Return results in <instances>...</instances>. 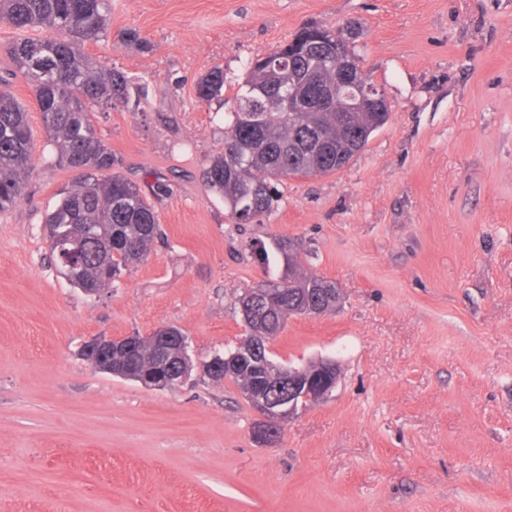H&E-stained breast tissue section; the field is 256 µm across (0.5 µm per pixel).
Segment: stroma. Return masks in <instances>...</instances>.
Returning <instances> with one entry per match:
<instances>
[{"mask_svg":"<svg viewBox=\"0 0 512 512\" xmlns=\"http://www.w3.org/2000/svg\"><path fill=\"white\" fill-rule=\"evenodd\" d=\"M350 20L387 123L345 168L284 180L261 223H233L200 178L233 93L199 102L198 78ZM109 28L85 53L144 93L97 133L164 239L96 297L56 271L43 222L78 174L48 164L13 78L34 153L0 212V512H512V0H112ZM279 239L341 299L290 317L272 359L340 375L272 442L231 380L151 390L80 356L173 325L210 359L265 279L250 243Z\"/></svg>","mask_w":512,"mask_h":512,"instance_id":"stroma-1","label":"stroma"}]
</instances>
